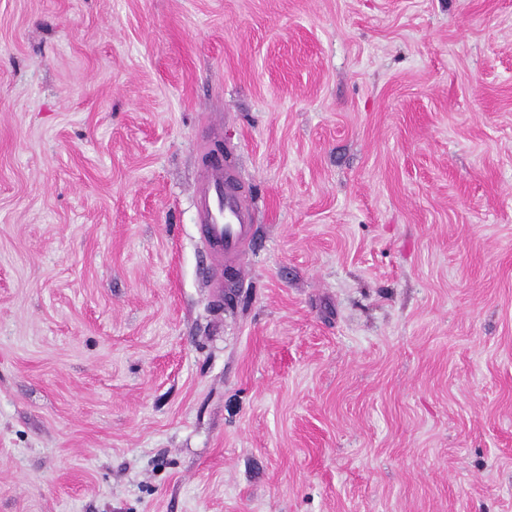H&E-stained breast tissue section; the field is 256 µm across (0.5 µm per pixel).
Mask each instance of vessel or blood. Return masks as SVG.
Wrapping results in <instances>:
<instances>
[{"instance_id": "obj_1", "label": "vessel or blood", "mask_w": 512, "mask_h": 512, "mask_svg": "<svg viewBox=\"0 0 512 512\" xmlns=\"http://www.w3.org/2000/svg\"><path fill=\"white\" fill-rule=\"evenodd\" d=\"M236 183L233 171L216 160L203 170L195 192L198 233L218 281L225 265L238 263L253 232L251 214L239 199Z\"/></svg>"}]
</instances>
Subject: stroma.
<instances>
[{
	"label": "stroma",
	"instance_id": "obj_1",
	"mask_svg": "<svg viewBox=\"0 0 512 512\" xmlns=\"http://www.w3.org/2000/svg\"><path fill=\"white\" fill-rule=\"evenodd\" d=\"M0 512H512V0H0ZM236 183L233 171L215 160L203 170L195 192L198 233L218 282L224 277V263L237 264L252 238L251 214L239 199Z\"/></svg>",
	"mask_w": 512,
	"mask_h": 512
}]
</instances>
